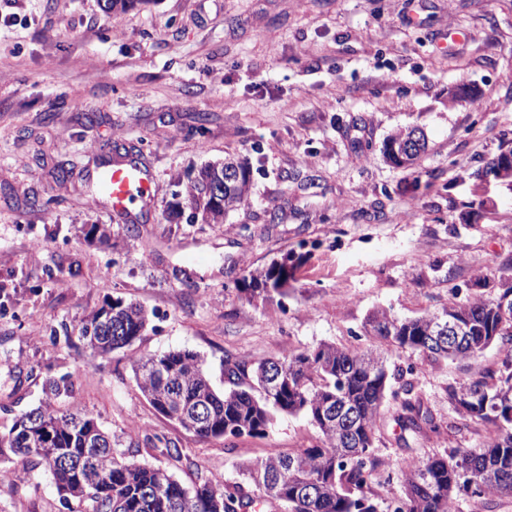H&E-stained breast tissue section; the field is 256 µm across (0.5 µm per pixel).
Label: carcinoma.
Here are the masks:
<instances>
[{
    "label": "carcinoma",
    "mask_w": 512,
    "mask_h": 512,
    "mask_svg": "<svg viewBox=\"0 0 512 512\" xmlns=\"http://www.w3.org/2000/svg\"><path fill=\"white\" fill-rule=\"evenodd\" d=\"M427 149L418 128L391 137L384 153L397 167L417 163ZM250 168L227 159L208 165L188 178L185 196L190 218L222 224L224 216L244 203ZM299 258L286 252L270 265L243 276L241 291L252 296L288 294ZM499 298L448 301L440 313L399 320L382 311L369 321L367 337L434 359H468L493 342L512 344V312L497 311ZM451 316L467 329L464 342L448 349L429 330L437 315ZM148 323L144 308L116 299L88 314L77 326L79 340L90 350V362L134 342ZM382 359L379 349L352 351L324 343L277 359L228 360L224 389L211 384L203 358L189 350H169L137 360L133 371L138 388L153 408L200 438L233 439L263 436L274 413L305 416L318 429L317 444L295 454L271 452L243 466L241 482L207 478L190 486L168 469L141 463L112 446V436L94 414L74 403L60 404L73 385L66 377L49 384L48 400L12 418L0 429V473L38 467L54 481L68 512H260L279 502L288 512H379L369 476L379 465L374 456L377 420L388 400L401 401L404 428L427 427L436 434L455 428L435 422L423 401L412 396V384L400 368L375 372L368 362ZM281 375L272 388L267 375ZM512 393V358L498 374L448 386L455 410L491 428L489 441L478 449L454 448L446 454L419 459L403 468V496L389 512H452L456 498L512 494V418L505 403ZM147 449L181 462L183 452L170 439L146 438ZM301 468L282 472L288 461Z\"/></svg>",
    "instance_id": "carcinoma-1"
}]
</instances>
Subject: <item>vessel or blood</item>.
Here are the masks:
<instances>
[{"mask_svg": "<svg viewBox=\"0 0 512 512\" xmlns=\"http://www.w3.org/2000/svg\"><path fill=\"white\" fill-rule=\"evenodd\" d=\"M89 177L103 189L114 218L129 215L134 203L146 205L154 199V173L130 161L113 162L107 169L90 171Z\"/></svg>", "mask_w": 512, "mask_h": 512, "instance_id": "b4317fda", "label": "vessel or blood"}]
</instances>
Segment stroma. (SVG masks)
<instances>
[{
    "instance_id": "35a3bbf8",
    "label": "stroma",
    "mask_w": 512,
    "mask_h": 512,
    "mask_svg": "<svg viewBox=\"0 0 512 512\" xmlns=\"http://www.w3.org/2000/svg\"><path fill=\"white\" fill-rule=\"evenodd\" d=\"M410 127L428 150L399 169L383 143ZM509 148L512 0H143L114 12L102 0H0V424L66 376L117 450L129 451L132 420L140 437L175 441L185 462L138 459L186 484L235 482L244 463L316 444L307 418L284 413L264 436L196 437L154 410L133 363L190 350L220 389L227 358L356 348L374 312L404 320L455 294L496 297L512 267V177L481 172ZM128 157L157 177L133 227L88 179ZM229 157L251 169L246 202L223 223L189 222L176 206L185 173ZM95 224L111 225L110 243L90 235ZM290 250L301 261L287 296L238 291L244 270ZM115 299L151 323L88 369L61 330ZM510 355L498 342L463 360L387 351L445 422L459 419L448 385ZM401 413L389 401L377 423L371 487L384 502L402 493V462L479 447L488 431L415 433ZM61 510L44 470L0 487V512Z\"/></svg>"
}]
</instances>
